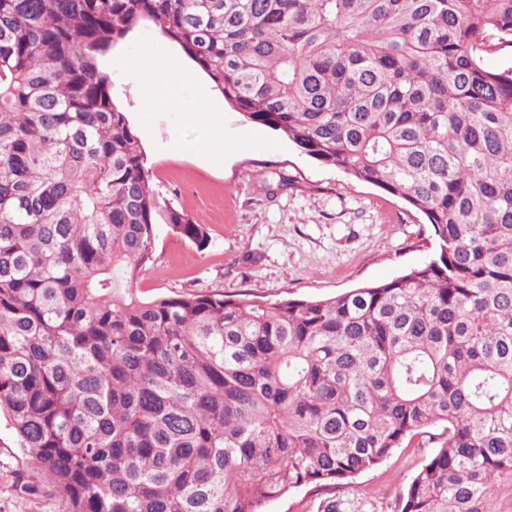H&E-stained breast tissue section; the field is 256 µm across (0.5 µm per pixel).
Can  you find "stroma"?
Instances as JSON below:
<instances>
[{"instance_id":"1","label":"stroma","mask_w":512,"mask_h":512,"mask_svg":"<svg viewBox=\"0 0 512 512\" xmlns=\"http://www.w3.org/2000/svg\"><path fill=\"white\" fill-rule=\"evenodd\" d=\"M165 62L179 93L166 109L146 78ZM193 62L148 23L105 57L115 103L126 112L152 171V186L204 225L205 249L159 226L153 262L138 282L149 300L204 290L258 301L327 298L390 280L425 261L429 227L403 200L303 153L287 138L247 122L204 73L181 84ZM291 185L268 192L277 172ZM438 447L395 449L340 492L306 487L268 512H318L335 497L347 512H393L396 495ZM22 450L0 418V512H62L55 498L29 500L13 489Z\"/></svg>"}]
</instances>
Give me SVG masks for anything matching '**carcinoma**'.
I'll return each mask as SVG.
<instances>
[{
    "mask_svg": "<svg viewBox=\"0 0 512 512\" xmlns=\"http://www.w3.org/2000/svg\"><path fill=\"white\" fill-rule=\"evenodd\" d=\"M148 22L250 123L406 202L429 260L141 301L150 183L101 59ZM512 0H0V415L64 512H264L443 441L396 512H512Z\"/></svg>",
    "mask_w": 512,
    "mask_h": 512,
    "instance_id": "carcinoma-1",
    "label": "carcinoma"
}]
</instances>
